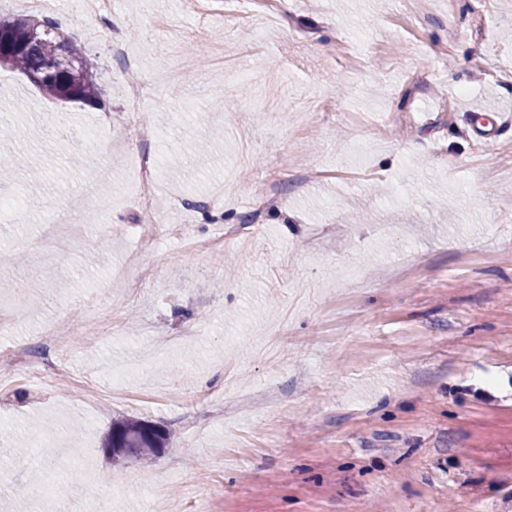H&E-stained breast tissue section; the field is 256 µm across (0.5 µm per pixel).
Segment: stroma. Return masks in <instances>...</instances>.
Segmentation results:
<instances>
[{
	"label": "stroma",
	"mask_w": 512,
	"mask_h": 512,
	"mask_svg": "<svg viewBox=\"0 0 512 512\" xmlns=\"http://www.w3.org/2000/svg\"><path fill=\"white\" fill-rule=\"evenodd\" d=\"M225 2L116 0L94 44L60 0L92 105L0 67V156L44 175L0 212V430L59 452L0 463V512H50L73 466L72 512H512V129L485 149L468 118L512 114V0ZM107 364L125 399L78 400ZM125 418L168 447L113 461ZM32 84L43 94L50 98L63 103H73L79 105L94 104L97 101L101 91V88L95 82L90 73L88 78L83 83L75 86L74 90L57 80L43 81L41 83Z\"/></svg>",
	"instance_id": "obj_1"
}]
</instances>
